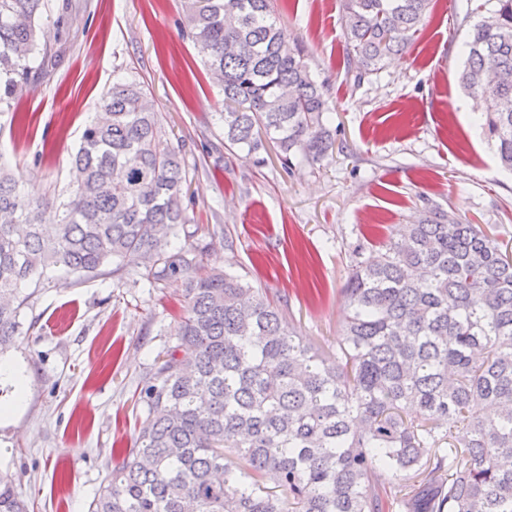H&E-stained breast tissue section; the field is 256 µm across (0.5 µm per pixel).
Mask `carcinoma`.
Returning a JSON list of instances; mask_svg holds the SVG:
<instances>
[{
    "instance_id": "obj_1",
    "label": "carcinoma",
    "mask_w": 512,
    "mask_h": 512,
    "mask_svg": "<svg viewBox=\"0 0 512 512\" xmlns=\"http://www.w3.org/2000/svg\"><path fill=\"white\" fill-rule=\"evenodd\" d=\"M431 0H342L364 73L406 51ZM185 26L224 94V148L284 163L333 149L324 82L278 25L271 0H183ZM67 3L0 0V112L31 83L45 14ZM464 43V88L512 170V0ZM64 199L33 201L0 172V353L49 274L130 264L187 276V316L141 391L145 417L90 512H512V250L439 207L355 252L336 351L299 336L283 308L167 247L189 223V171L144 85L119 78L73 156ZM465 429L462 438L454 428ZM406 475L408 482L397 483ZM0 512H29L0 471Z\"/></svg>"
}]
</instances>
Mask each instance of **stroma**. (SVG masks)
Masks as SVG:
<instances>
[{"instance_id": "1", "label": "stroma", "mask_w": 512, "mask_h": 512, "mask_svg": "<svg viewBox=\"0 0 512 512\" xmlns=\"http://www.w3.org/2000/svg\"><path fill=\"white\" fill-rule=\"evenodd\" d=\"M485 2L432 0L408 52L363 75L347 57L340 0H275L279 25L327 82L335 139L319 161L286 166L269 139L255 156L225 150L224 95L182 29L181 0H68L64 20L37 30L55 64L0 114V166L28 198L69 192L70 158L115 78L143 82L192 171L191 222L172 251L264 289L312 343L335 341L354 246L373 251L426 203L512 245V173L479 128L484 100L458 81ZM184 288L180 277L150 284L134 266L85 281L60 273L23 308L6 358L26 400L0 420V468L29 512H88L138 433L136 399L175 341Z\"/></svg>"}]
</instances>
